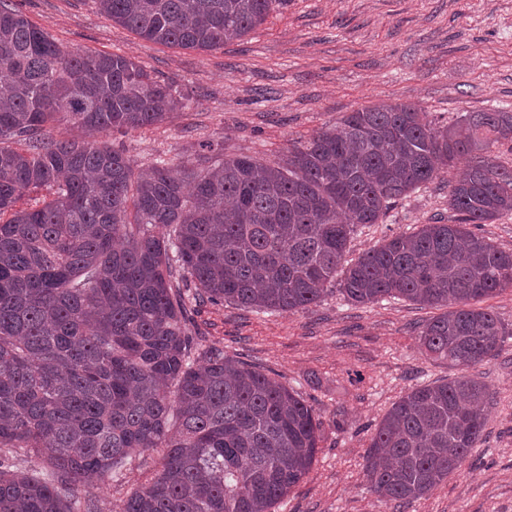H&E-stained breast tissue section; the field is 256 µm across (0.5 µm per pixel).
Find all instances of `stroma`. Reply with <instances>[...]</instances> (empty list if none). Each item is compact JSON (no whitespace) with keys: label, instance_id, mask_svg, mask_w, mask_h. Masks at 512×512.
<instances>
[{"label":"stroma","instance_id":"stroma-1","mask_svg":"<svg viewBox=\"0 0 512 512\" xmlns=\"http://www.w3.org/2000/svg\"><path fill=\"white\" fill-rule=\"evenodd\" d=\"M18 6L63 51L122 54L177 85L184 104L163 123L109 137L138 168L160 157L182 163L203 143L281 162L322 127L378 104L416 105L439 126L464 112H512V0H275L247 36L205 52L142 39L100 14L93 0ZM456 174L440 172L383 223L356 232L346 263L384 238L448 221ZM440 313L398 298L354 304L337 291L297 311L228 302L197 308L191 336L283 383L321 421L309 475L274 512H390L367 488L365 451L393 403L414 387L460 376L419 346L423 327ZM469 373L489 394L483 437L460 472L407 512H512V339ZM162 455L147 451L82 492L100 512H115Z\"/></svg>","mask_w":512,"mask_h":512}]
</instances>
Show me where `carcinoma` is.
I'll use <instances>...</instances> for the list:
<instances>
[{"instance_id": "obj_1", "label": "carcinoma", "mask_w": 512, "mask_h": 512, "mask_svg": "<svg viewBox=\"0 0 512 512\" xmlns=\"http://www.w3.org/2000/svg\"><path fill=\"white\" fill-rule=\"evenodd\" d=\"M156 43L213 50L261 24L274 0H96ZM174 84L112 53H64L0 0V512H96L78 490L144 451L161 468L118 512H271L309 473L320 422L268 374L186 332L205 303L295 311L341 291L451 310L419 335L471 368L512 336L472 307L512 288V252L475 228L512 213V112L439 127L410 104L345 115L283 164L225 157L135 169L104 140L163 122ZM66 120L83 139L58 137ZM450 224H422L343 267L359 226L440 169ZM482 381L461 375L395 402L367 449L370 492L400 510L459 472L485 427ZM23 450L45 464L8 460Z\"/></svg>"}]
</instances>
